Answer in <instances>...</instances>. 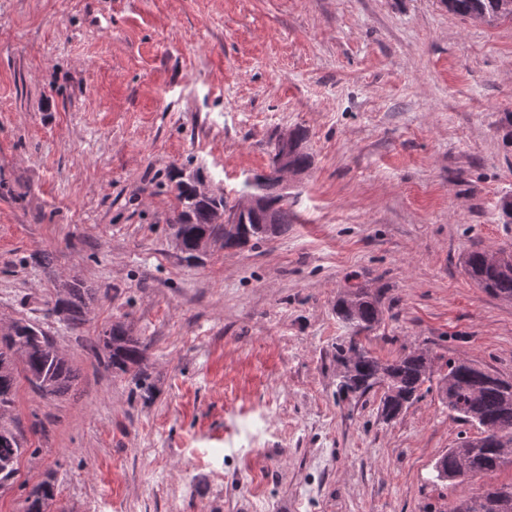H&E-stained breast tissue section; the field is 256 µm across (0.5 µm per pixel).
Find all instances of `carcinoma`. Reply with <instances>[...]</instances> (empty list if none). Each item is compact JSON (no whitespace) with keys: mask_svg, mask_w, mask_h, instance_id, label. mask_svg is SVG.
<instances>
[{"mask_svg":"<svg viewBox=\"0 0 512 512\" xmlns=\"http://www.w3.org/2000/svg\"><path fill=\"white\" fill-rule=\"evenodd\" d=\"M448 11L460 17L481 16L494 23L512 20V11L501 9L502 0H447ZM293 145L288 152L289 165L299 174L310 169L311 155L304 149L307 133L297 128L291 133ZM178 178L177 207L171 223L175 235L186 249H191L201 236L222 242L226 249L238 247L224 233V195L206 197L199 193L193 178ZM247 187L264 191L269 208L247 216L241 235L247 240H264L288 231L291 223L288 197L276 178L264 182H247ZM470 279L494 297L512 300V254L503 253L496 263L486 252L472 250L464 260ZM65 296L57 298L53 311L72 327L84 322L85 307L95 298L93 289L80 281L62 284ZM384 311L379 298L367 292L355 293L336 301V317L351 334L360 336L377 330L383 322ZM347 338L336 341V363L339 365L340 395L363 396L376 387L384 389L380 409L399 416L402 403H413L422 386L433 375L432 360L416 352L404 353L392 360L382 361L365 346L360 345V357L353 361L349 356ZM107 353V366L124 373L139 364L146 346L139 339L127 335L120 325H113L99 337ZM44 396L65 393L73 378V371L66 357L30 323L15 322L0 330V481L14 479L16 463L23 452L20 435L1 421L13 408L18 372ZM439 390L448 410L457 418L483 427L489 425L500 445L512 446V382L485 381L478 366L466 361L448 365V372L439 378ZM499 448L479 437L466 440L456 448L448 449L438 462L448 476L459 484L491 476L497 472L494 460ZM53 495L48 482L36 486L26 498V512H42V500ZM469 512H512V483L490 484L465 496Z\"/></svg>","mask_w":512,"mask_h":512,"instance_id":"obj_1","label":"carcinoma"}]
</instances>
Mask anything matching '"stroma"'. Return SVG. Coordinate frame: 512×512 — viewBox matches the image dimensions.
Masks as SVG:
<instances>
[{"label": "stroma", "instance_id": "35a3bbf8", "mask_svg": "<svg viewBox=\"0 0 512 512\" xmlns=\"http://www.w3.org/2000/svg\"><path fill=\"white\" fill-rule=\"evenodd\" d=\"M512 21L444 0H0V325H37L75 380L19 379L26 438L0 512H448L433 466L480 434L436 382L397 419L380 392L336 393V300L362 288L365 341L512 380V301L467 276L512 252ZM308 132L286 234L185 260L173 170L229 204L271 149ZM53 257L42 265L39 253ZM95 288L79 327L63 282ZM148 345L107 368L112 325Z\"/></svg>", "mask_w": 512, "mask_h": 512}]
</instances>
